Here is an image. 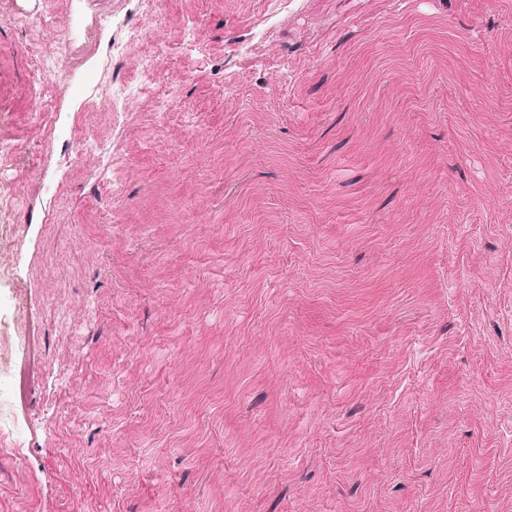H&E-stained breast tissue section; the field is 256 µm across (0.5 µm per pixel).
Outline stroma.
<instances>
[{"label": "stroma", "instance_id": "1", "mask_svg": "<svg viewBox=\"0 0 512 512\" xmlns=\"http://www.w3.org/2000/svg\"><path fill=\"white\" fill-rule=\"evenodd\" d=\"M139 7L0 0V512H512V0H157L118 55ZM140 55L178 102L113 125Z\"/></svg>", "mask_w": 512, "mask_h": 512}]
</instances>
